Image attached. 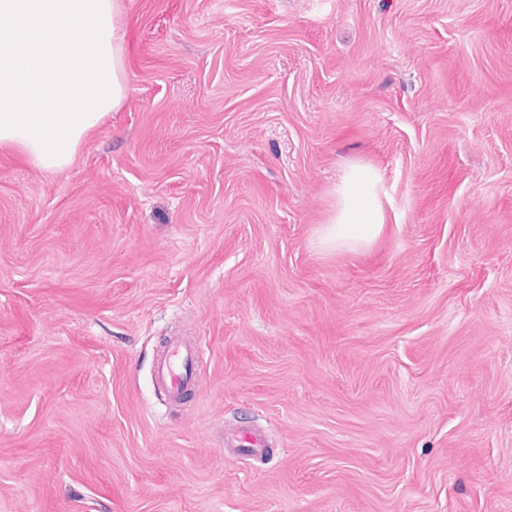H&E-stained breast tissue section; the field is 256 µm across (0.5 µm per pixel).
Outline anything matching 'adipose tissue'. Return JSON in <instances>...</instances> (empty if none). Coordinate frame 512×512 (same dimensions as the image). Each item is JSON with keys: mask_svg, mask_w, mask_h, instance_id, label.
<instances>
[{"mask_svg": "<svg viewBox=\"0 0 512 512\" xmlns=\"http://www.w3.org/2000/svg\"><path fill=\"white\" fill-rule=\"evenodd\" d=\"M120 0H0V144L61 170L125 98ZM381 176L350 166L320 235L339 250L369 244L384 222Z\"/></svg>", "mask_w": 512, "mask_h": 512, "instance_id": "1", "label": "adipose tissue"}]
</instances>
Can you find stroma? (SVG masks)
<instances>
[{"label": "stroma", "mask_w": 512, "mask_h": 512, "mask_svg": "<svg viewBox=\"0 0 512 512\" xmlns=\"http://www.w3.org/2000/svg\"><path fill=\"white\" fill-rule=\"evenodd\" d=\"M119 21L125 98L70 166L0 144V512H512V0ZM353 164L385 222L330 250ZM200 349L184 336H170L154 360V378L171 399L178 400L198 385ZM224 446L251 456H262L266 453L265 439L260 434L248 430L236 431L234 443L231 446Z\"/></svg>", "instance_id": "stroma-1"}]
</instances>
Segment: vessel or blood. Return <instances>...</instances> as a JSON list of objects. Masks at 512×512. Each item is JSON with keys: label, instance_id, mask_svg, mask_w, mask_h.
Returning a JSON list of instances; mask_svg holds the SVG:
<instances>
[{"label": "vessel or blood", "instance_id": "vessel-or-blood-1", "mask_svg": "<svg viewBox=\"0 0 512 512\" xmlns=\"http://www.w3.org/2000/svg\"><path fill=\"white\" fill-rule=\"evenodd\" d=\"M199 357L200 349L194 342L182 336L169 337L154 360L157 385L174 400L191 392L198 384L196 367ZM232 448L251 456H261L266 452V442L260 434L241 430L236 432Z\"/></svg>", "mask_w": 512, "mask_h": 512}]
</instances>
